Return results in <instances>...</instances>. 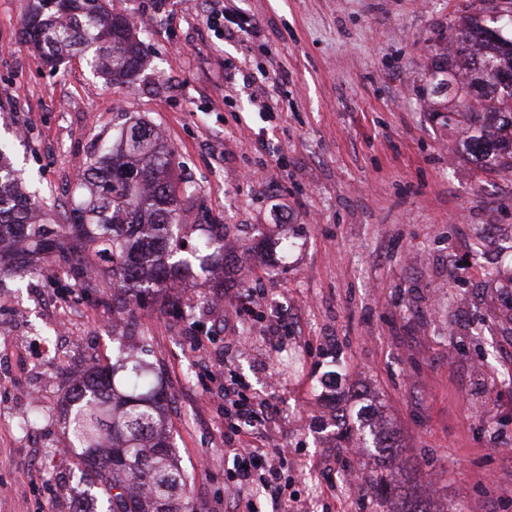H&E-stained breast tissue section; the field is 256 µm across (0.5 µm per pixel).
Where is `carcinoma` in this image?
I'll return each mask as SVG.
<instances>
[{
    "label": "carcinoma",
    "instance_id": "cac0c4a2",
    "mask_svg": "<svg viewBox=\"0 0 512 512\" xmlns=\"http://www.w3.org/2000/svg\"><path fill=\"white\" fill-rule=\"evenodd\" d=\"M43 60L55 67L70 53L81 55L94 71L122 76L136 70L142 41L109 0H32L23 22ZM482 19L473 15L448 55L441 46L432 59L436 84L463 108L446 120L482 119L488 132L477 136L469 154L490 169H512V91L505 92L486 71L492 64L512 75V38L483 36ZM485 86L498 106L481 117L470 111L474 86ZM196 189L179 186L172 175L171 150L150 123L139 120L123 128L120 139L86 162L72 196L71 224H52L37 215L38 199L21 191L9 156L0 141V275L14 271L28 256L48 255L68 264L77 248L89 243L110 260L86 275L83 284L112 290V301L125 307L157 289L172 288L208 264L224 260V233L210 225L179 223L180 203ZM198 232L191 250L182 248ZM21 239L22 254H6L3 243ZM68 447L87 463L90 486L106 497V512H180L187 484L162 431L161 387L152 364L117 355L110 367L91 365L84 380L69 393ZM374 448L375 481L387 497L396 490L390 466L392 433L385 423L369 429Z\"/></svg>",
    "mask_w": 512,
    "mask_h": 512
}]
</instances>
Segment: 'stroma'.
Here are the masks:
<instances>
[{
	"instance_id": "obj_1",
	"label": "stroma",
	"mask_w": 512,
	"mask_h": 512,
	"mask_svg": "<svg viewBox=\"0 0 512 512\" xmlns=\"http://www.w3.org/2000/svg\"><path fill=\"white\" fill-rule=\"evenodd\" d=\"M207 2L112 0L151 20L140 70L113 82L76 57L47 65L22 33L31 0H0V140L54 223L71 215L73 158L143 119L196 189L182 223L239 244L222 288L186 282L195 307L162 292L127 317L162 380L190 512L232 505V381L265 414L263 444L288 450L281 499L257 489L256 512H380L374 458L339 448L335 407L388 422L397 512H512V171L471 161L475 125L431 115L453 105L432 49L470 0H224L220 32ZM247 288L264 299L228 319ZM62 314L68 339L35 360L23 334ZM115 314L109 290L51 259L0 279V512H101L65 451L64 396L73 370L111 361Z\"/></svg>"
}]
</instances>
